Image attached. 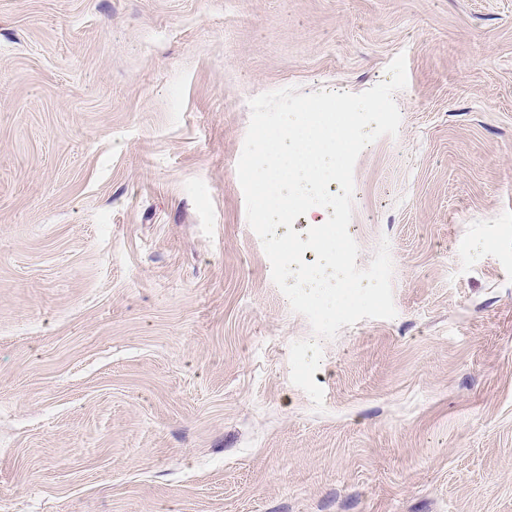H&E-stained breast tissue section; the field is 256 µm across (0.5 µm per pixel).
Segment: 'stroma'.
Segmentation results:
<instances>
[{
  "label": "stroma",
  "mask_w": 512,
  "mask_h": 512,
  "mask_svg": "<svg viewBox=\"0 0 512 512\" xmlns=\"http://www.w3.org/2000/svg\"><path fill=\"white\" fill-rule=\"evenodd\" d=\"M405 54L312 338L237 177L253 97ZM0 512H512V0H0Z\"/></svg>",
  "instance_id": "stroma-1"
}]
</instances>
